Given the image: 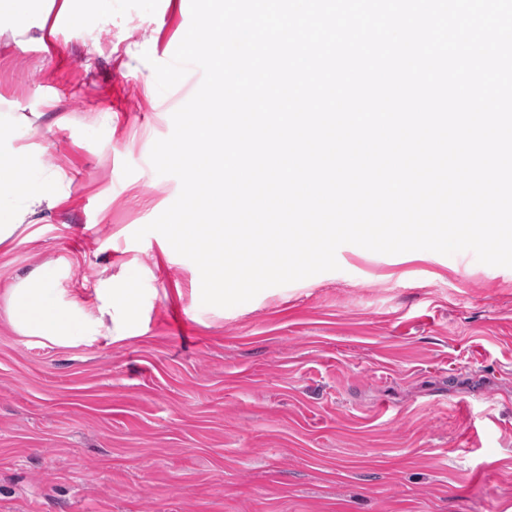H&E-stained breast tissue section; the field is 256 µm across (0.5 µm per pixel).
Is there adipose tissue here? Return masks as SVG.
Listing matches in <instances>:
<instances>
[{"instance_id": "ef3b65f1", "label": "adipose tissue", "mask_w": 512, "mask_h": 512, "mask_svg": "<svg viewBox=\"0 0 512 512\" xmlns=\"http://www.w3.org/2000/svg\"><path fill=\"white\" fill-rule=\"evenodd\" d=\"M58 175L32 178L18 156H0V242L26 231L29 216L52 207L46 187ZM61 268L46 263L12 288L10 323L15 331L61 347H77L91 340L116 344L138 335L140 308L133 289L106 284L89 306L60 288Z\"/></svg>"}]
</instances>
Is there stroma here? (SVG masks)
Instances as JSON below:
<instances>
[{
    "mask_svg": "<svg viewBox=\"0 0 512 512\" xmlns=\"http://www.w3.org/2000/svg\"><path fill=\"white\" fill-rule=\"evenodd\" d=\"M190 24L112 0L0 29V153L64 177L35 238L0 244V512H512V268L344 244L213 316L192 261L134 240L180 192L150 152L202 73L161 94L152 65ZM50 261L90 304L135 279L141 334L15 332L9 291Z\"/></svg>",
    "mask_w": 512,
    "mask_h": 512,
    "instance_id": "obj_1",
    "label": "stroma"
}]
</instances>
